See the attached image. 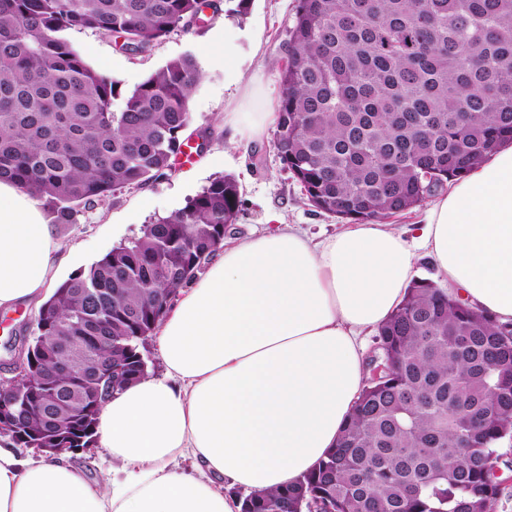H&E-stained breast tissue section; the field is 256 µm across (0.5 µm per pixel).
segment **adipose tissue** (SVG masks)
<instances>
[{"label": "adipose tissue", "mask_w": 512, "mask_h": 512, "mask_svg": "<svg viewBox=\"0 0 512 512\" xmlns=\"http://www.w3.org/2000/svg\"><path fill=\"white\" fill-rule=\"evenodd\" d=\"M73 254L34 195L0 180V308L42 306ZM423 257L474 308L512 323V144L429 209L418 240L379 220L317 242L283 222L225 242L156 330L164 375L99 415L112 481L2 441L0 512H240L225 484H293L336 447L365 383L363 338L401 304Z\"/></svg>", "instance_id": "adipose-tissue-1"}]
</instances>
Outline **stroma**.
<instances>
[{
  "instance_id": "obj_1",
  "label": "stroma",
  "mask_w": 512,
  "mask_h": 512,
  "mask_svg": "<svg viewBox=\"0 0 512 512\" xmlns=\"http://www.w3.org/2000/svg\"><path fill=\"white\" fill-rule=\"evenodd\" d=\"M189 29L175 31L140 55L124 52L120 39L90 30L69 39L93 68L104 69L122 89L134 86L182 55H192L202 73L189 101L192 139L206 137L203 153L175 159L166 175L122 192L95 206L75 225L62 228L65 240L78 243L71 273L88 270L113 247L141 236L147 225L181 209L217 177L233 176L241 195L229 239H253L274 229L275 216L322 239L336 234L344 220L317 211L281 164L273 131L246 141L225 127L228 112H274L280 98L279 68L297 0H251L246 16L234 14V0H216ZM34 310L19 306L0 317V377L7 374L10 346L35 335Z\"/></svg>"
}]
</instances>
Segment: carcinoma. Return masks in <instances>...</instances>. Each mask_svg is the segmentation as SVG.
<instances>
[{
    "label": "carcinoma",
    "mask_w": 512,
    "mask_h": 512,
    "mask_svg": "<svg viewBox=\"0 0 512 512\" xmlns=\"http://www.w3.org/2000/svg\"><path fill=\"white\" fill-rule=\"evenodd\" d=\"M211 0H0V179L42 201L49 223L165 175L190 139L202 73L169 61L125 92L68 38L114 34L138 55L197 19ZM512 0H298L279 72L273 140L317 210L351 222L421 205L512 142ZM239 185L213 180L185 206L61 283L35 316L31 360L78 362L37 378L4 437L85 447L88 412L147 375L140 350L177 289L236 223ZM62 334L78 337L55 348ZM390 371L369 378L336 448L295 484L253 491L241 512H492L496 446L512 435V337L430 279L408 286L378 328Z\"/></svg>",
    "instance_id": "1"
}]
</instances>
